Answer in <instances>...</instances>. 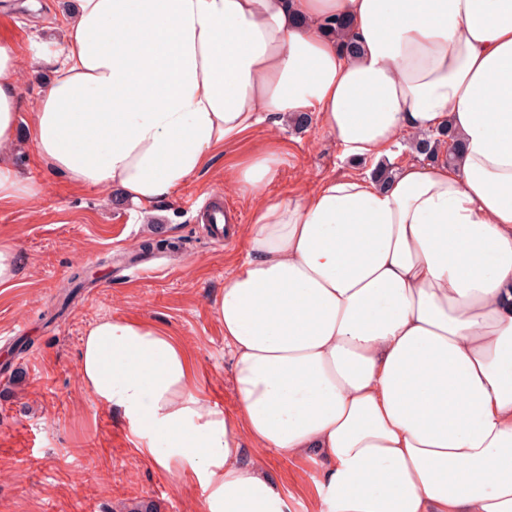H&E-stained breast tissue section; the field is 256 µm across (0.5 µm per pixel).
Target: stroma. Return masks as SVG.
I'll use <instances>...</instances> for the list:
<instances>
[{
	"label": "stroma",
	"mask_w": 512,
	"mask_h": 512,
	"mask_svg": "<svg viewBox=\"0 0 512 512\" xmlns=\"http://www.w3.org/2000/svg\"><path fill=\"white\" fill-rule=\"evenodd\" d=\"M0 36L19 42L24 56L54 53L63 37L62 0H8ZM13 158L19 176L39 184L36 205L0 207V243L14 245L18 274L0 286V512H130L140 504L156 512H202L206 490L189 472L157 470L130 440L129 427L96 406L78 378L81 340L103 316H132L161 326L185 343L199 369L205 398L234 414L237 402L224 328L211 305L224 277L249 252L244 232L253 201L225 187L224 171L274 142L285 163L267 194L291 198L328 176H366L363 164L342 161L335 138L318 123L260 125L225 146L194 180L157 202L151 223L119 191L75 186L46 172L26 144ZM220 194L239 212L216 241L185 195ZM170 247L152 259V273L136 276L130 257L146 241ZM93 282L66 299L76 267ZM244 458L264 457L270 478L288 493V512H313L318 463L278 450H255L243 440Z\"/></svg>",
	"instance_id": "obj_1"
}]
</instances>
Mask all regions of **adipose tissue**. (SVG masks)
I'll return each instance as SVG.
<instances>
[{
  "mask_svg": "<svg viewBox=\"0 0 512 512\" xmlns=\"http://www.w3.org/2000/svg\"><path fill=\"white\" fill-rule=\"evenodd\" d=\"M45 64L27 100L16 75ZM301 113L353 163L447 125L462 151L288 200L263 193L281 150L250 153L224 174L254 200L250 252L211 307L235 415L134 318L86 329L83 388L157 469L202 478L204 512H288L244 433L318 462L314 512H512V0H74L53 57L0 39V203L40 195L10 160L23 123L48 172L147 221L224 143ZM322 28L327 34L336 36L337 43L348 55L356 52V45L349 22L343 17H334L323 22Z\"/></svg>",
  "mask_w": 512,
  "mask_h": 512,
  "instance_id": "1",
  "label": "adipose tissue"
}]
</instances>
